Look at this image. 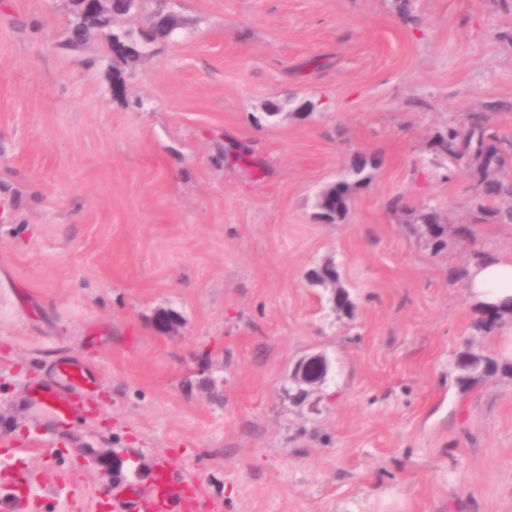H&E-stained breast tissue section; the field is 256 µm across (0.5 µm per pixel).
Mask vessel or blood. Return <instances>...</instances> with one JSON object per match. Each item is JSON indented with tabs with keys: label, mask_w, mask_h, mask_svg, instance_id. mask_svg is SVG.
Instances as JSON below:
<instances>
[{
	"label": "vessel or blood",
	"mask_w": 512,
	"mask_h": 512,
	"mask_svg": "<svg viewBox=\"0 0 512 512\" xmlns=\"http://www.w3.org/2000/svg\"><path fill=\"white\" fill-rule=\"evenodd\" d=\"M57 388H36L35 398L39 411L57 424H69L80 409L90 407V393L98 378L83 364L58 360L54 366ZM183 487L172 477L168 459L158 458L155 477L149 488H130L127 496L114 500L115 512H177L184 507Z\"/></svg>",
	"instance_id": "obj_1"
}]
</instances>
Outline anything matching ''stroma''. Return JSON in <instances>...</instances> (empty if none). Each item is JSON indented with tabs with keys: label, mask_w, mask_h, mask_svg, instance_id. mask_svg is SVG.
Masks as SVG:
<instances>
[{
	"label": "stroma",
	"mask_w": 512,
	"mask_h": 512,
	"mask_svg": "<svg viewBox=\"0 0 512 512\" xmlns=\"http://www.w3.org/2000/svg\"><path fill=\"white\" fill-rule=\"evenodd\" d=\"M399 4L173 0L120 101L67 0H0L9 512H113L107 485L147 486L160 456L196 476L194 512H512V322L477 334L451 276L512 254V224L474 223V178L433 146L471 116L512 141V0ZM361 155L379 167L321 223ZM427 207L442 247L410 230ZM330 261L352 313L308 281ZM467 349L498 371L459 385ZM316 354L327 382L292 384ZM62 358L99 375L64 427L26 397ZM380 160L376 156H359L353 163L352 168L347 172L346 176L341 179L343 183V202L338 207H333L325 203V192L319 193L316 200L317 218L326 224H340L347 215L350 192L364 178H359L364 171L370 167L375 169L379 166Z\"/></svg>",
	"instance_id": "1"
}]
</instances>
